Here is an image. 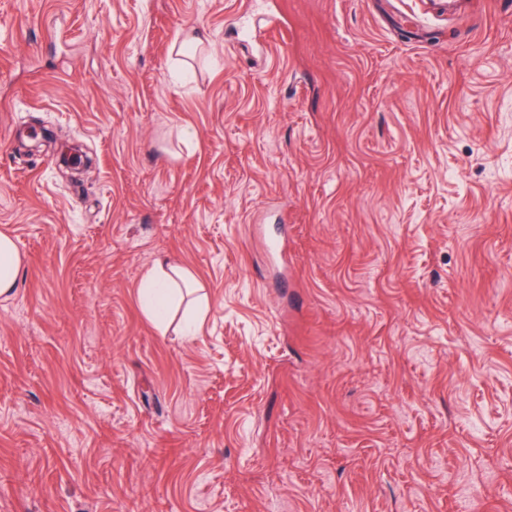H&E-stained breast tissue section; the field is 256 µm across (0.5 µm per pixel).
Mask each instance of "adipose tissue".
<instances>
[{
	"label": "adipose tissue",
	"mask_w": 512,
	"mask_h": 512,
	"mask_svg": "<svg viewBox=\"0 0 512 512\" xmlns=\"http://www.w3.org/2000/svg\"><path fill=\"white\" fill-rule=\"evenodd\" d=\"M193 274L185 269L156 261L144 273L138 300L144 315L156 328H164L170 307L192 288Z\"/></svg>",
	"instance_id": "adipose-tissue-1"
}]
</instances>
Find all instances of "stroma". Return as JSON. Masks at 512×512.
<instances>
[{"label": "stroma", "mask_w": 512, "mask_h": 512, "mask_svg": "<svg viewBox=\"0 0 512 512\" xmlns=\"http://www.w3.org/2000/svg\"><path fill=\"white\" fill-rule=\"evenodd\" d=\"M422 7L0 0V512H512V0ZM22 258L13 239L0 233V295H6L17 286ZM194 276L185 269L158 260L144 273L138 300L144 315L159 331L164 330L170 307L193 288ZM181 285L184 288H181Z\"/></svg>", "instance_id": "stroma-1"}]
</instances>
